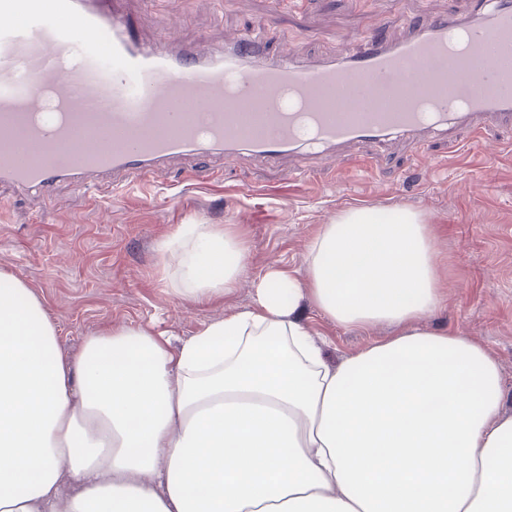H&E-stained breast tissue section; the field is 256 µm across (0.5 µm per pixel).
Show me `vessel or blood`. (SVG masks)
<instances>
[{
	"mask_svg": "<svg viewBox=\"0 0 512 512\" xmlns=\"http://www.w3.org/2000/svg\"><path fill=\"white\" fill-rule=\"evenodd\" d=\"M471 2L303 58L252 33L216 52L144 44L109 0H0V183L115 192L174 164L207 179L202 160L241 156L310 174L367 146L390 158L399 139L423 151L456 126L512 129V0Z\"/></svg>",
	"mask_w": 512,
	"mask_h": 512,
	"instance_id": "vessel-or-blood-1",
	"label": "vessel or blood"
}]
</instances>
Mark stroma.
I'll list each match as a JSON object with an SVG mask.
<instances>
[{"label": "stroma", "mask_w": 512, "mask_h": 512, "mask_svg": "<svg viewBox=\"0 0 512 512\" xmlns=\"http://www.w3.org/2000/svg\"><path fill=\"white\" fill-rule=\"evenodd\" d=\"M470 0H122L142 39H151L157 14L185 40L219 46L225 36L262 30L273 48L312 56L331 46L360 44L380 28L397 33L406 17L465 11ZM453 140L416 152L403 146L392 167L364 169L354 156L324 164L317 180L289 178L246 159L228 160L222 173L196 180L172 168L146 191L114 201H91L60 186L51 203L15 196L0 185V271L23 281L60 327L59 347L77 353L86 336L119 325L144 328L171 343L212 321L250 307L254 281L269 267L306 273L310 241L342 210L406 207L428 224L448 262L445 306L426 329L458 331L495 356L512 416V132L492 129L474 140L467 129ZM181 224H216L248 248L247 274L231 292L193 301L165 288L158 274L159 244ZM299 312L335 363L395 328L345 329L308 302Z\"/></svg>", "instance_id": "obj_1"}]
</instances>
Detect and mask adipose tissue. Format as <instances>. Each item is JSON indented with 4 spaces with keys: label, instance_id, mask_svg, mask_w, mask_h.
I'll list each match as a JSON object with an SVG mask.
<instances>
[{
    "label": "adipose tissue",
    "instance_id": "1",
    "mask_svg": "<svg viewBox=\"0 0 512 512\" xmlns=\"http://www.w3.org/2000/svg\"><path fill=\"white\" fill-rule=\"evenodd\" d=\"M163 280L236 287L247 250L181 224ZM306 279L272 268L255 305L171 345L139 327L59 348V326L0 271V512H512V416L498 363L424 322L445 262L419 213L341 211ZM397 326L336 364L298 313Z\"/></svg>",
    "mask_w": 512,
    "mask_h": 512
}]
</instances>
